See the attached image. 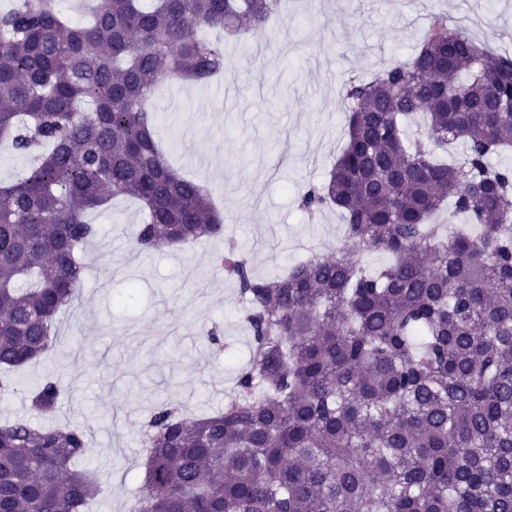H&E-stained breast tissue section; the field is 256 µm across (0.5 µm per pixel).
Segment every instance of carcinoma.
Masks as SVG:
<instances>
[{
    "label": "carcinoma",
    "mask_w": 512,
    "mask_h": 512,
    "mask_svg": "<svg viewBox=\"0 0 512 512\" xmlns=\"http://www.w3.org/2000/svg\"><path fill=\"white\" fill-rule=\"evenodd\" d=\"M100 2L82 23L56 0L0 10V140L43 150L0 186V370L54 348L106 190L140 203L139 253L224 231L159 150L148 101L164 76L220 73L206 31L260 38L278 0ZM343 99L346 144L299 206L338 209L348 245L282 276L216 258L248 303L241 396L204 418L152 413L138 512H512V165L493 162L512 150V57L435 15L416 53ZM453 143L461 159L440 160ZM65 390L44 376L31 413ZM88 453L77 425H0V512H84Z\"/></svg>",
    "instance_id": "carcinoma-1"
}]
</instances>
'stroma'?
Listing matches in <instances>:
<instances>
[{"mask_svg":"<svg viewBox=\"0 0 512 512\" xmlns=\"http://www.w3.org/2000/svg\"><path fill=\"white\" fill-rule=\"evenodd\" d=\"M436 13L457 23L482 15L471 35L512 56V0H414L408 11L399 0H284L263 46L211 32L226 46L223 74L204 84L162 78L155 137L182 174L211 182L223 235L145 255L131 244L143 219L134 201L92 215L97 245L79 301L59 314L55 349L17 370L15 393L0 399L7 422L27 416L44 374L69 386L55 421L85 430L86 465L100 479L89 512H128L145 474L138 434L158 405L202 414L238 395L253 339L216 253L235 244L266 276L304 260V245L345 247L340 212L305 211L297 194L325 181L346 143L345 83L410 57ZM211 328L214 343L201 336Z\"/></svg>","mask_w":512,"mask_h":512,"instance_id":"stroma-1","label":"stroma"}]
</instances>
